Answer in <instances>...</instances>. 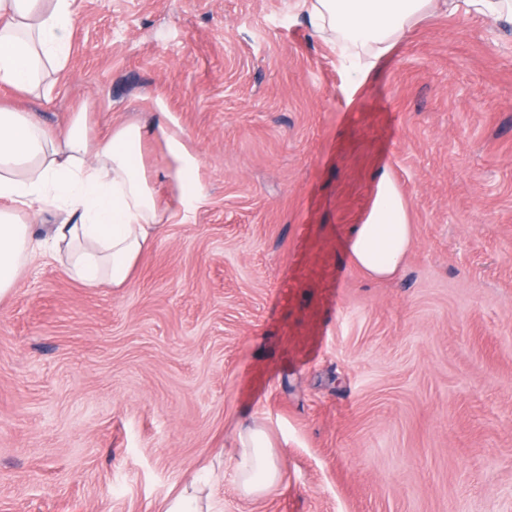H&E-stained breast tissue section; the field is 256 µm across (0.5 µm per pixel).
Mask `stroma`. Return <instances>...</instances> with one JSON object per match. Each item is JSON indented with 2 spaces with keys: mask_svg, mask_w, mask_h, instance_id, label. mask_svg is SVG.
<instances>
[{
  "mask_svg": "<svg viewBox=\"0 0 512 512\" xmlns=\"http://www.w3.org/2000/svg\"><path fill=\"white\" fill-rule=\"evenodd\" d=\"M72 44L42 120L163 117L203 200L128 287L39 256L0 299V512H512V25L434 14L359 87L294 0H77ZM385 168L382 282L344 242ZM413 242L408 204L387 169L377 178L374 202L361 224H354L346 243L352 265L369 277L393 278ZM265 431L247 427L238 434L233 470L247 494L260 496L281 480V472ZM211 508L207 506V510L203 511L196 489L185 487L179 493L165 498L159 512H216Z\"/></svg>",
  "mask_w": 512,
  "mask_h": 512,
  "instance_id": "35a3bbf8",
  "label": "stroma"
}]
</instances>
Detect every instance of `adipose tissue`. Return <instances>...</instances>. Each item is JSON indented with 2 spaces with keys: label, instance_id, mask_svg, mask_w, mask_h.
I'll return each mask as SVG.
<instances>
[{
  "label": "adipose tissue",
  "instance_id": "adipose-tissue-1",
  "mask_svg": "<svg viewBox=\"0 0 512 512\" xmlns=\"http://www.w3.org/2000/svg\"><path fill=\"white\" fill-rule=\"evenodd\" d=\"M76 0H0V87L40 99L45 80L62 72L71 51ZM316 32L337 35L357 56L365 78L396 42L434 12L480 14L512 22V0H298ZM165 149L163 166L147 172L146 142ZM199 159L160 118L127 121L106 136L94 134L86 112H72L60 130L38 113L0 105V298L14 290L35 252L59 262L89 288H123L150 247L169 205L156 185L176 186L181 207L203 196ZM55 221L35 235L31 222ZM413 242L408 204L389 171H381L374 202L346 243L352 265L369 277L393 278ZM233 470L243 491L264 494L281 479L265 431L238 434Z\"/></svg>",
  "mask_w": 512,
  "mask_h": 512
}]
</instances>
